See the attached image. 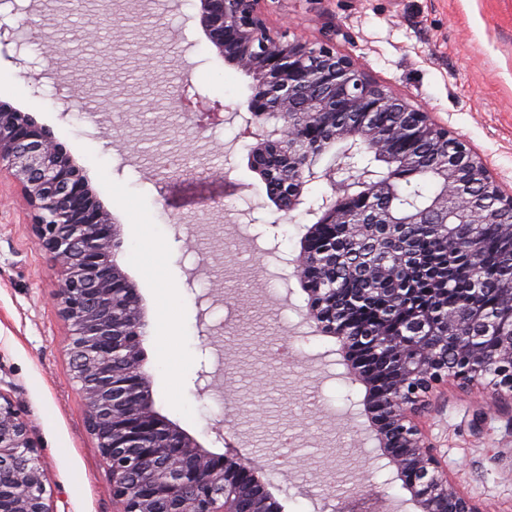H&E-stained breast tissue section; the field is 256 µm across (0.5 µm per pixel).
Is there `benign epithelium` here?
<instances>
[{"label":"benign epithelium","mask_w":512,"mask_h":512,"mask_svg":"<svg viewBox=\"0 0 512 512\" xmlns=\"http://www.w3.org/2000/svg\"><path fill=\"white\" fill-rule=\"evenodd\" d=\"M263 0H200L199 23L225 62L252 77L248 126L269 118L281 122L249 155L250 166L266 182L276 180L288 209L302 203L307 184L324 180L333 195L318 206L321 216L304 237L293 260L298 274L318 263L323 224H342L349 241L360 225H377L372 250L385 252L409 224L429 214L441 216L448 243L465 225L480 226L491 215L509 219L502 229L512 246V195L502 192L480 157L465 145L440 149L433 135L448 130L428 112L361 72L336 50L332 39L308 43L273 32ZM38 37L25 27L0 28V44L15 54ZM399 116L393 128L376 116ZM322 120L326 135L304 132L296 115ZM345 142L347 163L308 173L300 160L312 151ZM434 157L435 189L423 208L384 209L392 183L424 170ZM6 170L34 213L33 231L61 273L55 301L69 325L68 346L86 420L112 472V499L118 512H280L260 476L269 466L227 453L214 454L159 415L143 368L141 298L114 260L119 236L111 212L96 200L80 167L49 130L28 114L0 105V171ZM366 274L397 312L407 289L381 288L397 272L374 264ZM309 316L320 332L334 336L351 359L350 376L367 389L365 410L388 465L395 468L419 512H480L476 502L449 478L420 425L433 390L449 380L478 385L495 373L494 385L512 391V288L502 289L501 310L489 320L483 311L435 313L412 318L406 333L378 330L358 334L338 322L336 290L310 288ZM457 337L469 363L460 371L443 346ZM43 469L28 423L0 392V512H51L43 497ZM365 490L341 498L338 512H362Z\"/></svg>","instance_id":"benign-epithelium-1"}]
</instances>
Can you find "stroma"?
<instances>
[{
    "label": "stroma",
    "instance_id": "35a3bbf8",
    "mask_svg": "<svg viewBox=\"0 0 512 512\" xmlns=\"http://www.w3.org/2000/svg\"><path fill=\"white\" fill-rule=\"evenodd\" d=\"M271 28L338 50L469 145L512 194V0H264ZM199 0H0V26L32 16L42 39L0 45V101L50 130L120 229L115 260L137 288L148 327L144 369L156 411L202 448L272 463L265 483L282 512H336L339 489L369 475L371 512H416L366 431L364 386L347 375L335 337L307 318L292 265L310 205L308 184L281 211L249 166L244 119L253 79L217 54ZM125 32L113 39L114 25ZM92 31L81 39L83 31ZM57 66L44 76V57ZM84 93L71 109L68 84ZM223 105L210 123L172 112L173 96ZM143 260L131 264L128 254ZM175 291L174 336L162 338L153 266ZM58 274L32 214L0 176V392L28 423L53 512H114L112 477L86 425L69 364ZM288 343L294 359L271 353ZM211 386L201 389L200 372ZM320 402L308 403L310 393ZM423 426L448 474L482 512H512V395L457 384L435 392ZM289 435L294 445L280 449Z\"/></svg>",
    "mask_w": 512,
    "mask_h": 512
}]
</instances>
